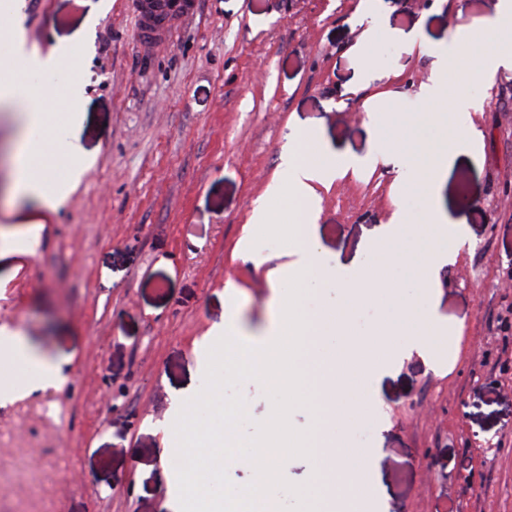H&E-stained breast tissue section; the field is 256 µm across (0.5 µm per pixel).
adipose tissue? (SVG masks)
<instances>
[{
	"label": "adipose tissue",
	"instance_id": "ef3b65f1",
	"mask_svg": "<svg viewBox=\"0 0 512 512\" xmlns=\"http://www.w3.org/2000/svg\"><path fill=\"white\" fill-rule=\"evenodd\" d=\"M23 21L20 0H0V39L11 44L29 73L25 82L9 72L0 73V106L18 107L22 119V146L14 159L10 195L12 199L31 202L42 211L53 212L64 203L67 189L65 184L46 173L43 156L50 151L65 160L74 181L81 176L84 163L62 130L55 127L52 114L46 112L39 81L62 74L68 78L72 91H79L73 66L80 54V43L75 40L50 53H42L28 45ZM0 345L6 346L26 365L31 390L57 388L64 384V377L55 368L42 365L33 358L21 336L1 335Z\"/></svg>",
	"mask_w": 512,
	"mask_h": 512
}]
</instances>
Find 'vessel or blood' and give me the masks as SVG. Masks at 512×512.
I'll list each match as a JSON object with an SVG mask.
<instances>
[{
  "label": "vessel or blood",
  "instance_id": "b4317fda",
  "mask_svg": "<svg viewBox=\"0 0 512 512\" xmlns=\"http://www.w3.org/2000/svg\"><path fill=\"white\" fill-rule=\"evenodd\" d=\"M137 37L150 50L169 41L179 23L193 13L195 0H133Z\"/></svg>",
  "mask_w": 512,
  "mask_h": 512
}]
</instances>
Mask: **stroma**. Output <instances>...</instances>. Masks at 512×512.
Segmentation results:
<instances>
[{
    "mask_svg": "<svg viewBox=\"0 0 512 512\" xmlns=\"http://www.w3.org/2000/svg\"><path fill=\"white\" fill-rule=\"evenodd\" d=\"M23 2L25 38L42 53L86 40L78 124L67 79L41 85L89 164L55 212L10 202L19 126L0 108V330L67 378L0 403V512H171L161 427L177 392L203 385L196 342L233 315L258 331L286 295L283 245H237L254 207L272 202L294 124L377 159L322 190L316 219L326 266L359 263L394 213L424 223L415 171L393 152L435 137L429 115L442 105L420 88L449 35L495 0H384L365 74L361 0H198L152 51L129 0H107L94 22L89 0ZM415 28L424 46L413 50L398 36ZM468 92L478 136L437 194L467 238L434 275L443 334L431 354L391 337L396 358L341 436L376 451L384 493L360 512H512V334L499 322L512 308V70ZM428 246L403 236L391 287L352 312L349 336L420 302Z\"/></svg>",
    "mask_w": 512,
    "mask_h": 512,
    "instance_id": "35a3bbf8",
    "label": "stroma"
}]
</instances>
